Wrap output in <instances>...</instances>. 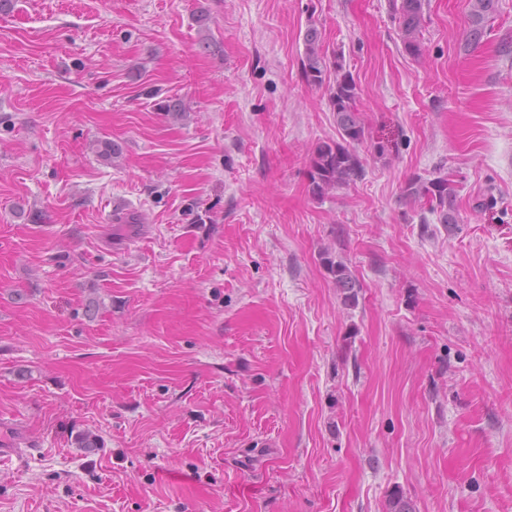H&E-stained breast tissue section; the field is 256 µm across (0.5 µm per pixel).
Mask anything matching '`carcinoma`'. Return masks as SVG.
Wrapping results in <instances>:
<instances>
[{
    "mask_svg": "<svg viewBox=\"0 0 512 512\" xmlns=\"http://www.w3.org/2000/svg\"><path fill=\"white\" fill-rule=\"evenodd\" d=\"M499 0H474L470 14L468 43L480 44L484 33V21L498 10ZM426 0H401L393 5L398 15L399 30L405 51L413 56L421 52L424 7ZM305 57L301 62L303 78L310 85L320 86L324 81L325 59L322 54L317 29L313 26L304 35ZM357 85L348 72L336 65V81L332 87L330 101L336 112L339 139L319 142L311 158L309 189L313 196L322 197L329 192L348 186L360 179L364 166L355 146L365 138V124L356 108ZM456 189L449 174H440L433 179L420 177L410 180L404 190L403 199L407 203L422 202L428 210L438 215L442 224L457 223ZM329 273L334 276L336 288L344 295V302H355L359 284L348 266L341 261L326 259Z\"/></svg>",
    "mask_w": 512,
    "mask_h": 512,
    "instance_id": "1",
    "label": "carcinoma"
}]
</instances>
